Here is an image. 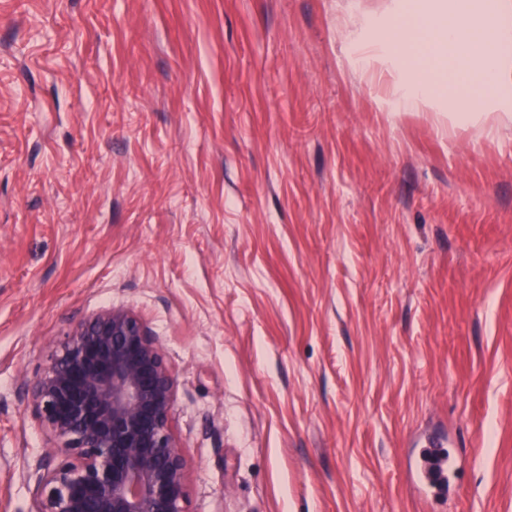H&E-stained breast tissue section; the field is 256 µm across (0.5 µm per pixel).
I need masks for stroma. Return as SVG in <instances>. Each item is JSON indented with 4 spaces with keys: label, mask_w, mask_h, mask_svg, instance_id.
<instances>
[{
    "label": "stroma",
    "mask_w": 512,
    "mask_h": 512,
    "mask_svg": "<svg viewBox=\"0 0 512 512\" xmlns=\"http://www.w3.org/2000/svg\"><path fill=\"white\" fill-rule=\"evenodd\" d=\"M391 2L0 0V512L24 381L110 306L176 376L188 512H512V127L355 67ZM456 107L453 103H448V120L452 123H457L460 121L467 122H483L488 125V133L493 134L499 130V127H495L496 123H500L503 121L512 122V114L510 110H502L500 114L497 115L495 119H493L492 123H490L489 115L486 112H482L485 110L484 108L476 107L472 112H451L452 109ZM490 123V124H489Z\"/></svg>",
    "instance_id": "stroma-1"
}]
</instances>
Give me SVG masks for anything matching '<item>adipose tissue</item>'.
<instances>
[{
    "label": "adipose tissue",
    "instance_id": "adipose-tissue-1",
    "mask_svg": "<svg viewBox=\"0 0 512 512\" xmlns=\"http://www.w3.org/2000/svg\"><path fill=\"white\" fill-rule=\"evenodd\" d=\"M484 26L500 47L489 54L472 36L476 26ZM416 47V63L429 72L459 66L465 73L480 77L492 90L512 88V0H496L489 8L471 0H416L414 14L406 23L379 34L370 44L363 61L366 69L381 65L394 78L393 93L400 107L423 109L437 100L432 82L404 86L396 77L404 51Z\"/></svg>",
    "mask_w": 512,
    "mask_h": 512
}]
</instances>
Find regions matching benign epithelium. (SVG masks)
<instances>
[{
	"mask_svg": "<svg viewBox=\"0 0 512 512\" xmlns=\"http://www.w3.org/2000/svg\"><path fill=\"white\" fill-rule=\"evenodd\" d=\"M23 392L49 437L35 461L34 512H186L187 463L171 430L176 379L131 309L75 324Z\"/></svg>",
	"mask_w": 512,
	"mask_h": 512,
	"instance_id": "obj_1",
	"label": "benign epithelium"
}]
</instances>
